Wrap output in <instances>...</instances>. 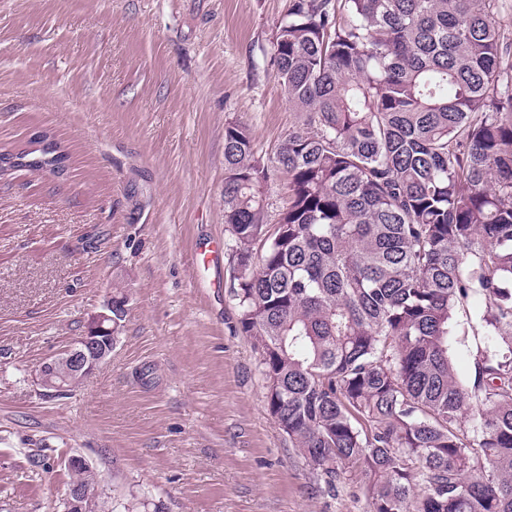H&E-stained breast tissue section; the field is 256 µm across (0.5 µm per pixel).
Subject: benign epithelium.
I'll list each match as a JSON object with an SVG mask.
<instances>
[{"instance_id": "obj_1", "label": "benign epithelium", "mask_w": 512, "mask_h": 512, "mask_svg": "<svg viewBox=\"0 0 512 512\" xmlns=\"http://www.w3.org/2000/svg\"><path fill=\"white\" fill-rule=\"evenodd\" d=\"M120 306L107 300L90 320L86 330L70 345L41 365L36 381L54 393H65L83 380L112 353L116 341L112 312ZM95 490L81 485L68 488L64 512H98Z\"/></svg>"}]
</instances>
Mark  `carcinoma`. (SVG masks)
I'll return each mask as SVG.
<instances>
[{
	"instance_id": "carcinoma-1",
	"label": "carcinoma",
	"mask_w": 512,
	"mask_h": 512,
	"mask_svg": "<svg viewBox=\"0 0 512 512\" xmlns=\"http://www.w3.org/2000/svg\"><path fill=\"white\" fill-rule=\"evenodd\" d=\"M499 0H290L275 77L303 114L272 156L224 127L241 330L270 412L369 512H512V43ZM0 153V173L67 156ZM288 202L267 219L271 172ZM488 333L472 386L455 313ZM507 348L497 350V339Z\"/></svg>"
}]
</instances>
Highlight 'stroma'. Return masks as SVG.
I'll return each instance as SVG.
<instances>
[{
  "label": "stroma",
  "instance_id": "obj_1",
  "mask_svg": "<svg viewBox=\"0 0 512 512\" xmlns=\"http://www.w3.org/2000/svg\"><path fill=\"white\" fill-rule=\"evenodd\" d=\"M289 4L0 0V151L47 132L68 155L0 176V512H62L75 453L106 512H366L278 426L231 294L224 128L265 157L298 127L270 62ZM115 296L110 358L43 392L41 363ZM483 306L456 314L466 384Z\"/></svg>",
  "mask_w": 512,
  "mask_h": 512
}]
</instances>
